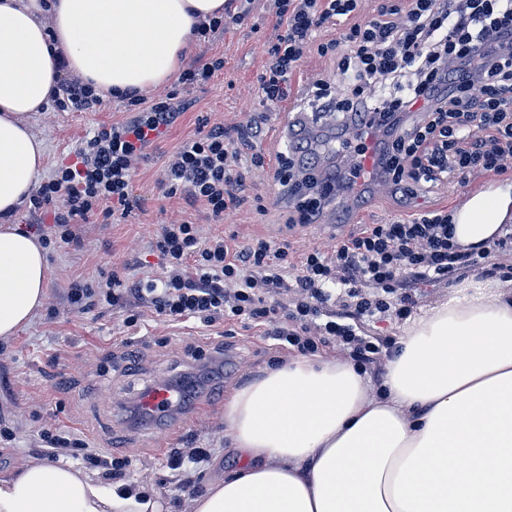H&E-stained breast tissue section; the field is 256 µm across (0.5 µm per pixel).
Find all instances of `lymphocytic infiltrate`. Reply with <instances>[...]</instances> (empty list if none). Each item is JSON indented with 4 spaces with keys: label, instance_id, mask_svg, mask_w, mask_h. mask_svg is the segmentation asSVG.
<instances>
[{
    "label": "lymphocytic infiltrate",
    "instance_id": "1",
    "mask_svg": "<svg viewBox=\"0 0 512 512\" xmlns=\"http://www.w3.org/2000/svg\"><path fill=\"white\" fill-rule=\"evenodd\" d=\"M272 0L273 23L260 93L278 105L300 94L301 112H325L336 123L337 153L370 158L408 217L363 225L331 249L292 252L288 242L217 233L201 238L195 222L161 225L154 247L159 276L112 275L91 286L69 284L76 312L104 302L123 312L126 327L153 309L165 321L261 329L290 354L337 347L354 366L382 369L395 341L376 324L406 319L424 283L451 282L512 254V226L502 225L482 252L453 239L452 209H417L418 199L457 176L490 180L512 170V0ZM334 39L321 38L325 25ZM329 57L330 71L301 80L310 53ZM224 59L199 54L178 76L181 89L154 101L125 93L121 121L99 126L62 159L29 199L28 223L43 244L81 245L92 217L121 222L141 204L130 190L134 163L149 160L157 140L187 112L186 89L207 83ZM58 109L93 111L102 104L81 80L65 76L51 94ZM265 118L228 126L198 120L194 136L164 161L165 197L201 207L217 222L233 214L251 190L244 168L269 170L293 208L287 226L318 223L353 171L322 169L311 147L289 137L284 151L260 148ZM209 449L187 443L170 452L178 492L197 494L192 467Z\"/></svg>",
    "mask_w": 512,
    "mask_h": 512
}]
</instances>
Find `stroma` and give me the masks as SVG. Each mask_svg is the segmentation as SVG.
<instances>
[{
  "label": "stroma",
  "mask_w": 512,
  "mask_h": 512,
  "mask_svg": "<svg viewBox=\"0 0 512 512\" xmlns=\"http://www.w3.org/2000/svg\"><path fill=\"white\" fill-rule=\"evenodd\" d=\"M271 35L266 26L256 30L248 24L232 25L210 44V53L224 58L223 71L208 84L191 89L192 111L158 141L149 161L132 169L130 188L141 201V211L120 224L88 225L82 246L59 243L47 247L42 308L15 336L0 340V425L15 435L13 441L0 444V473L36 461L38 433L58 427L76 433L89 449L130 457L132 477H144V489L165 503L166 512H190V499L175 497L167 457L156 456L147 445L149 423L131 420L128 403L158 375H172L177 366L189 368L194 354L211 355L222 343L234 354L233 367L224 377L228 391L284 362V354L271 340L249 332L241 330L228 337L220 326L206 327L194 320L171 324L149 311L142 325L133 330L124 327L121 313L105 307L77 313L64 299L69 283L76 279L93 285L114 272L142 276L135 263L150 254L158 226L186 216L193 218L205 236L236 230L244 235L288 238L295 251L332 246V235L321 225L287 231L288 198L272 174L264 171L248 175L263 209L246 203L221 224L203 210H189L182 200L164 198L159 188L164 160L193 136L198 116L235 124L256 111L265 112L270 120L281 114V107L263 105L258 93ZM124 112L122 100L115 98L103 102L95 112H62L49 107L36 113L32 125L46 152L43 176H50L56 163L72 154L89 131L121 120ZM126 350L140 353L141 367L126 370L113 362V354ZM193 418V426L181 429L180 434L197 436L199 446L211 451L208 462L198 465L195 472L207 489L236 472L238 464L225 449L223 409L197 412Z\"/></svg>",
  "instance_id": "1"
}]
</instances>
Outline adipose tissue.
I'll return each instance as SVG.
<instances>
[{"instance_id": "1", "label": "adipose tissue", "mask_w": 512, "mask_h": 512, "mask_svg": "<svg viewBox=\"0 0 512 512\" xmlns=\"http://www.w3.org/2000/svg\"><path fill=\"white\" fill-rule=\"evenodd\" d=\"M225 0H0V339L42 306L37 234L5 220L45 163L31 119L61 78L56 56L107 99L179 69ZM512 223V185L470 194L455 240L482 251ZM224 436L242 466L191 512H512V294L465 282L408 326L372 394L342 361L299 356L235 389ZM127 499L55 464L0 475V512H124Z\"/></svg>"}]
</instances>
